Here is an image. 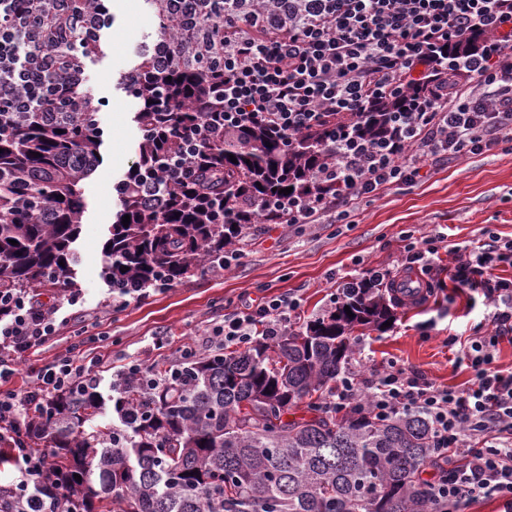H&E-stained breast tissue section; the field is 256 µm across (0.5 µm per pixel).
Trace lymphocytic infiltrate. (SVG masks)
I'll list each match as a JSON object with an SVG mask.
<instances>
[{"instance_id":"1","label":"lymphocytic infiltrate","mask_w":512,"mask_h":512,"mask_svg":"<svg viewBox=\"0 0 512 512\" xmlns=\"http://www.w3.org/2000/svg\"><path fill=\"white\" fill-rule=\"evenodd\" d=\"M299 13L298 25L287 17ZM51 15L82 29L88 40L112 23L110 14H76L72 0H0V102L28 111L15 88L33 72L47 79L34 94L62 106L68 89L49 76L68 70L76 84L88 73L79 59L51 49L30 62L19 59L17 37ZM483 42L463 51L474 36ZM224 102L225 122L267 125L290 139L332 118L360 123L388 101H401L398 117L370 140L355 139L337 125L327 143L331 159L311 174L312 193L283 203L290 224H318L334 216L351 223L362 201L421 178L429 162L478 155L512 144V0H274L254 9L224 33V79L213 89ZM335 186L332 195L325 186ZM452 277L459 287L481 290L492 304L473 328L458 363L471 377L466 386H438L396 364L369 373L351 371L336 382L329 405L365 404L383 419L419 411L435 435L431 467L442 472L432 484L448 512L497 499L512 512V371L495 365L500 342L512 335V280L498 275L512 265V240L496 235L467 250L451 247ZM300 307L294 295L245 306L213 330L211 343L245 347L254 337L273 341L287 333ZM56 333L54 320L32 295L0 294V442L14 443L22 413L32 402L92 388L102 356L65 357L24 390L7 381ZM44 456H23L21 478L8 493L27 500L47 494L55 512H70L71 495L48 486Z\"/></svg>"}]
</instances>
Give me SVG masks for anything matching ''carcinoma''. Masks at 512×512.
Masks as SVG:
<instances>
[{"label":"carcinoma","mask_w":512,"mask_h":512,"mask_svg":"<svg viewBox=\"0 0 512 512\" xmlns=\"http://www.w3.org/2000/svg\"><path fill=\"white\" fill-rule=\"evenodd\" d=\"M147 2L157 39L124 82L138 101L142 140L134 168L114 186L118 209L102 249L114 288L172 285L223 264L251 225L284 222L281 211L260 213L256 204L308 194L310 172L329 160L322 129L286 144L260 125L224 126L223 102L209 92L214 63L196 36L235 18L240 0H205L211 8L199 13L200 0H183L196 13L191 31L170 13V0ZM56 45L84 60L107 49L104 38L86 44L73 32ZM389 110L370 113L351 133L378 136ZM200 126L208 145L194 157L198 178L178 179L169 171L184 149L178 131ZM103 137L95 107L45 112L35 101L30 112L0 111V292L72 287L83 184L102 161ZM393 318L391 302L371 291L275 343L189 360L149 394L129 380L112 399L119 425L95 423L105 401L94 390L57 395L32 410L38 441L51 449L48 471L64 481L77 512H448L422 477L433 447L425 415L379 419L360 406H325L347 370L352 333ZM301 403L309 417L286 419Z\"/></svg>","instance_id":"carcinoma-1"}]
</instances>
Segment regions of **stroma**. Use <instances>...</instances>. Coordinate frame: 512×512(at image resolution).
<instances>
[{
  "label": "stroma",
  "instance_id": "35a3bbf8",
  "mask_svg": "<svg viewBox=\"0 0 512 512\" xmlns=\"http://www.w3.org/2000/svg\"><path fill=\"white\" fill-rule=\"evenodd\" d=\"M112 13L108 53L87 64L91 78L86 91L103 103L99 121L106 137L103 161L84 184L86 207L73 245L71 292L79 302L57 312V334L34 357L32 368H20L15 386L31 385L36 370L57 359L103 354L112 365L101 370L97 391L109 399L115 394L117 367L131 359L148 366L174 364L179 346L201 342L225 315L250 300L297 294L301 318L294 328L299 331L335 309L340 278L358 274L361 265L395 277L405 273V231L419 238L440 231L459 247L471 245L486 230L512 238V147L503 145L438 162L428 177L360 203L350 224L253 225L237 242L241 257L230 270L216 273L204 267L148 297L130 299L124 308H113L102 245L117 207L112 187L129 170L142 137L132 120L138 103L118 89L117 81L137 64L142 46L157 32L146 0H112ZM454 265L453 257L440 252L425 276L428 288L420 300L395 306L389 327L356 331L350 367L394 361L438 386L467 382L470 371L456 361L460 350L448 347L446 339L468 334L482 319L486 300L481 293L458 290L451 277Z\"/></svg>",
  "mask_w": 512,
  "mask_h": 512
}]
</instances>
